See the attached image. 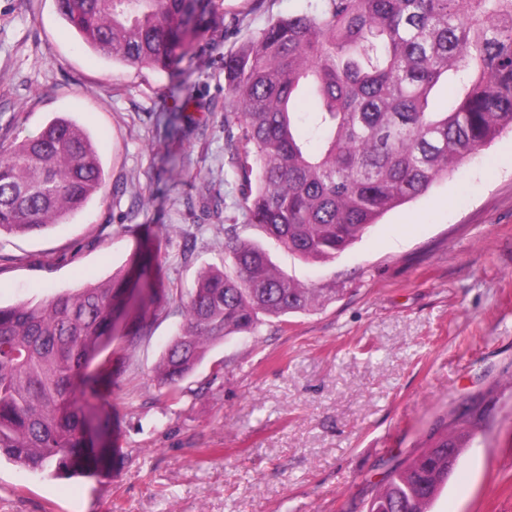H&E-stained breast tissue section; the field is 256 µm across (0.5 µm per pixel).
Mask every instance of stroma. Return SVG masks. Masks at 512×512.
Returning <instances> with one entry per match:
<instances>
[{
	"instance_id": "1",
	"label": "stroma",
	"mask_w": 512,
	"mask_h": 512,
	"mask_svg": "<svg viewBox=\"0 0 512 512\" xmlns=\"http://www.w3.org/2000/svg\"><path fill=\"white\" fill-rule=\"evenodd\" d=\"M324 0H224L220 50ZM186 83L88 50L55 0H0V141L56 116L97 146L102 194L37 235H0V304L109 279L145 234L173 288L224 262L245 223L226 147L224 70L208 49ZM335 300L264 318L216 344L176 396L152 380L183 317L148 338L116 334L125 365L100 408L94 475L49 478L0 461V512H364L390 460L415 454L468 405L484 421L432 512H512V132L388 212L336 259L306 263L263 242Z\"/></svg>"
}]
</instances>
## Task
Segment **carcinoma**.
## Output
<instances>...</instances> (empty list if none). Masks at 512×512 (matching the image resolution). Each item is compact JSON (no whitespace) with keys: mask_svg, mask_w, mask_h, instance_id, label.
<instances>
[{"mask_svg":"<svg viewBox=\"0 0 512 512\" xmlns=\"http://www.w3.org/2000/svg\"><path fill=\"white\" fill-rule=\"evenodd\" d=\"M56 5L89 49L127 66L169 71L224 31V0ZM219 61L247 225L305 262L336 258L512 130V0H326L318 13L270 20ZM445 87L455 97L442 108ZM306 94L318 109L301 133L296 103ZM104 185L90 136L57 116L0 144V234L43 232ZM224 233L230 264L186 292L165 285L147 239L108 282L0 305V457L54 477L94 473L93 420L114 375L112 359L95 360L115 314L138 341L162 303H178L183 326L154 370L171 395L213 344L256 335L262 317L310 312L336 292L279 271L239 225ZM476 422L458 408L451 430H431L392 467L365 512H430Z\"/></svg>","mask_w":512,"mask_h":512,"instance_id":"obj_1","label":"carcinoma"}]
</instances>
